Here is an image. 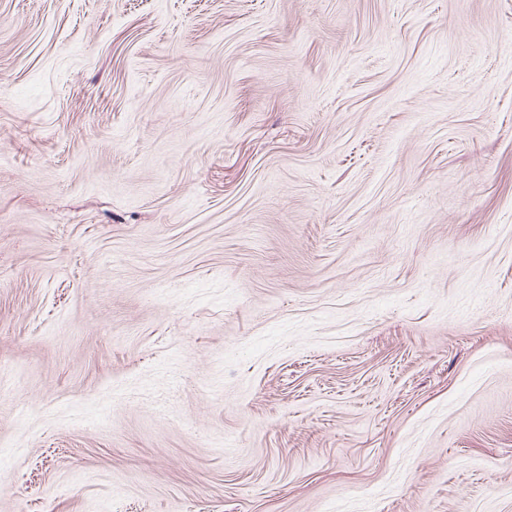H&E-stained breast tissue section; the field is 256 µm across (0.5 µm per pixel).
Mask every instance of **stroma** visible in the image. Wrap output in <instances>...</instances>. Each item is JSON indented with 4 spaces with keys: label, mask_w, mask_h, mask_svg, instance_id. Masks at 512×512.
<instances>
[{
    "label": "stroma",
    "mask_w": 512,
    "mask_h": 512,
    "mask_svg": "<svg viewBox=\"0 0 512 512\" xmlns=\"http://www.w3.org/2000/svg\"><path fill=\"white\" fill-rule=\"evenodd\" d=\"M0 512H512V0H0Z\"/></svg>",
    "instance_id": "35a3bbf8"
}]
</instances>
